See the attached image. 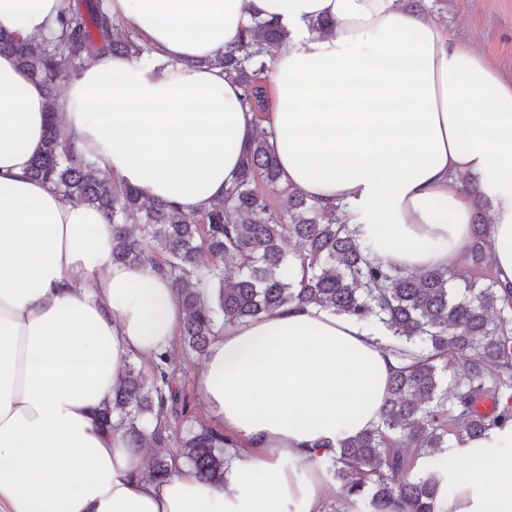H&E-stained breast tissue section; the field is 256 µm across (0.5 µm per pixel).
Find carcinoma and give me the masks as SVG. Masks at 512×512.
I'll use <instances>...</instances> for the list:
<instances>
[{
    "label": "carcinoma",
    "mask_w": 512,
    "mask_h": 512,
    "mask_svg": "<svg viewBox=\"0 0 512 512\" xmlns=\"http://www.w3.org/2000/svg\"><path fill=\"white\" fill-rule=\"evenodd\" d=\"M57 24L58 34L27 41L0 34V53L13 54L50 91L87 58L151 52L136 36H114L107 0H74ZM285 38L277 23L265 21L210 61L241 85L255 112H267L265 58ZM30 175L64 201L109 215L112 261L142 266L146 252L154 253L151 264L180 293L183 344L198 356L217 334V317L226 326L243 325L289 303L381 324L388 349L404 364L389 385L378 424L340 442L328 459L346 501H363L368 512H434V473L444 466L435 454L448 447V436L476 437L512 421V296L499 294L496 276L483 269L490 223L481 209L487 200L474 201L469 270L413 273L375 257L374 241L348 222L340 206L321 205L284 182L266 136L249 143L224 197L192 216L101 176L64 141L53 110ZM259 180L285 194L284 207L257 190ZM135 216L141 219L136 231L128 227ZM291 240L301 250L290 259L284 246ZM455 280L465 281L463 293L450 286ZM172 363V352L165 351L149 377L127 367L100 413L102 422L116 419L136 447L148 437L166 445V427L151 425V418L177 412ZM485 399L496 404L494 412L478 410ZM233 447L222 431L191 426L181 437L180 458L200 480L221 486ZM419 457L432 460V473L414 472Z\"/></svg>",
    "instance_id": "cac0c4a2"
}]
</instances>
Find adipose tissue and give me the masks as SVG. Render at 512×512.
Wrapping results in <instances>:
<instances>
[{"mask_svg":"<svg viewBox=\"0 0 512 512\" xmlns=\"http://www.w3.org/2000/svg\"><path fill=\"white\" fill-rule=\"evenodd\" d=\"M66 0H0V32L48 35ZM147 58L73 73L61 128L101 174L190 215L223 196L259 128L285 181L344 207L384 263L424 271L472 240L512 289V82L400 0H109ZM330 19L332 33L310 25ZM287 40L267 59L270 111L211 60L255 21ZM487 101L473 112L469 102ZM46 86L0 54V512H317L320 460L379 421L401 365L357 319L289 304L210 343L198 388L239 444L214 486L182 464L148 476L142 449L99 414L133 359L171 349L185 313L153 266L112 260L100 210L29 175ZM434 512H512V422L449 443Z\"/></svg>","mask_w":512,"mask_h":512,"instance_id":"obj_1","label":"adipose tissue"}]
</instances>
